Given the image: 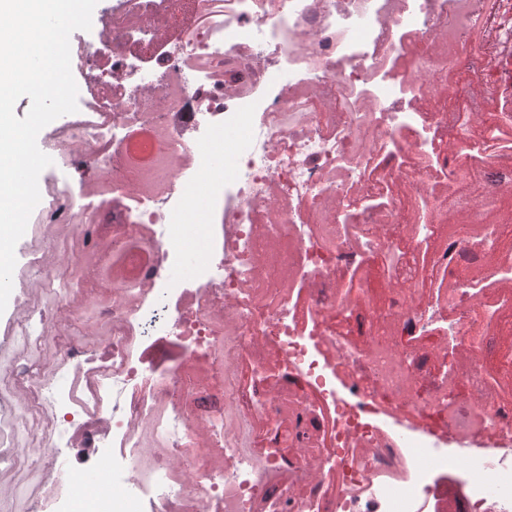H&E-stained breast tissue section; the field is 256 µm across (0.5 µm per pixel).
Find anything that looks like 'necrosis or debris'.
I'll return each instance as SVG.
<instances>
[{
  "label": "necrosis or debris",
  "instance_id": "4bbe7bcc",
  "mask_svg": "<svg viewBox=\"0 0 512 512\" xmlns=\"http://www.w3.org/2000/svg\"><path fill=\"white\" fill-rule=\"evenodd\" d=\"M501 3L118 0L108 40L72 42L83 109L39 186L75 231L27 242L0 370L28 434L0 422V484L27 512L85 485L82 512H512V224L434 217L475 190L512 210V114L473 37ZM440 85L485 95L481 123ZM452 124L475 128L464 166ZM138 133L158 167L132 162ZM222 145L229 176L202 159ZM90 253L143 262L71 291Z\"/></svg>",
  "mask_w": 512,
  "mask_h": 512
}]
</instances>
